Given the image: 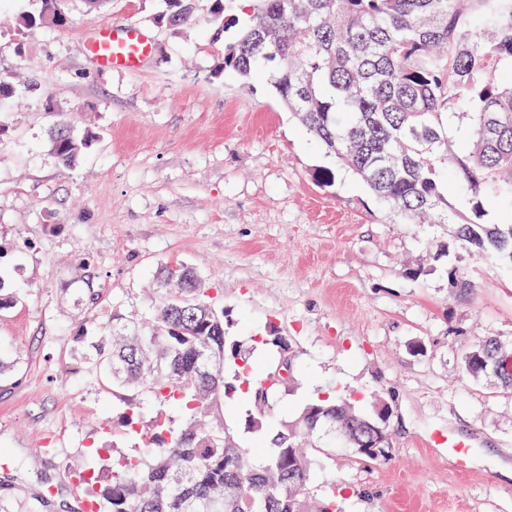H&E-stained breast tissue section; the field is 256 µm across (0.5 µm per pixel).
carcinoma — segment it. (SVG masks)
Returning a JSON list of instances; mask_svg holds the SVG:
<instances>
[{
  "label": "carcinoma",
  "mask_w": 512,
  "mask_h": 512,
  "mask_svg": "<svg viewBox=\"0 0 512 512\" xmlns=\"http://www.w3.org/2000/svg\"><path fill=\"white\" fill-rule=\"evenodd\" d=\"M25 25L66 24L64 0H40ZM235 0H164L158 25L230 27ZM224 70L248 79L270 71L288 111L403 224L424 219L454 224L450 242L435 244L448 277L464 294L475 290L460 254L478 253L512 270V0H255L248 22L224 43ZM468 107L471 136L456 148L448 122ZM53 147L66 164L88 148L68 116L57 121ZM465 195L448 200L447 187ZM508 208L482 222L484 202ZM180 283L163 268L166 288L153 305V324L112 325V340L86 355L93 370L112 373L117 388L136 387L158 404L144 432L139 402L128 401V435L138 446L92 469L80 483L100 512H343L336 493L311 494L314 451L341 438L374 460L383 444L358 451L389 415L347 397L317 396L282 418L279 386L295 378L286 336L263 337L279 352L281 385L256 382L242 346L229 335L224 307L182 264ZM512 348L496 339L472 343L462 356L473 378L494 373L512 388L505 363ZM243 394L252 410L243 434L224 427L230 402Z\"/></svg>",
  "instance_id": "obj_1"
}]
</instances>
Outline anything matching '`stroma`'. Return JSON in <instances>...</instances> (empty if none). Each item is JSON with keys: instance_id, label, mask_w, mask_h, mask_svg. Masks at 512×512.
<instances>
[{"instance_id": "obj_1", "label": "stroma", "mask_w": 512, "mask_h": 512, "mask_svg": "<svg viewBox=\"0 0 512 512\" xmlns=\"http://www.w3.org/2000/svg\"><path fill=\"white\" fill-rule=\"evenodd\" d=\"M66 26L28 28L35 0H0V512H81L72 474L112 454L134 389L88 370L87 339L149 316L161 264L194 268L224 308L255 378L288 337L297 374L280 402L322 393L391 408L382 455L319 456L312 487L346 512H512V392L462 370L480 338L512 345V270L472 253L462 298L429 241L449 224H399L327 154L259 73L223 68L208 25L158 26L159 0H66ZM135 24L153 49L138 71H101L98 24ZM92 146L63 164L57 113ZM332 172L322 184L318 172ZM472 447L454 464L440 442Z\"/></svg>"}]
</instances>
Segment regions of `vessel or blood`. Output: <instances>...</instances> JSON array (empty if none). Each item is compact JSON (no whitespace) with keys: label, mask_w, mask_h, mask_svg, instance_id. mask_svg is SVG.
I'll return each instance as SVG.
<instances>
[{"label":"vessel or blood","mask_w":512,"mask_h":512,"mask_svg":"<svg viewBox=\"0 0 512 512\" xmlns=\"http://www.w3.org/2000/svg\"><path fill=\"white\" fill-rule=\"evenodd\" d=\"M152 45L151 36L135 25L101 24L94 37L86 42L85 51L98 69L134 70L149 55Z\"/></svg>","instance_id":"obj_1"}]
</instances>
